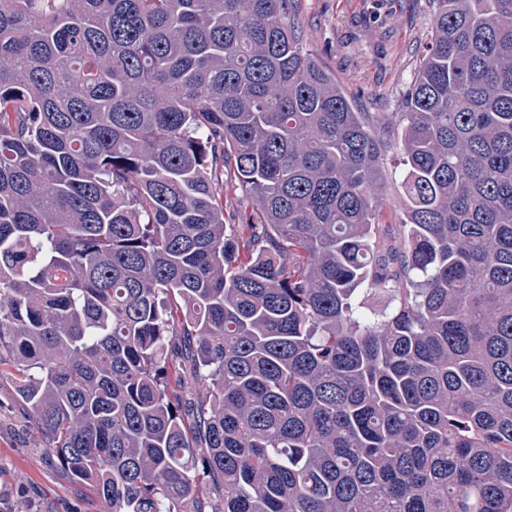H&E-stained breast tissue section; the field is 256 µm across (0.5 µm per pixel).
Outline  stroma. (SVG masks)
<instances>
[{"label":"stroma","instance_id":"35a3bbf8","mask_svg":"<svg viewBox=\"0 0 512 512\" xmlns=\"http://www.w3.org/2000/svg\"><path fill=\"white\" fill-rule=\"evenodd\" d=\"M312 58L331 73L358 112H400L431 37L430 0H293ZM401 155L382 156L386 191L380 223L402 220ZM0 512H104L95 495L71 482L48 457L46 440L0 370Z\"/></svg>","mask_w":512,"mask_h":512}]
</instances>
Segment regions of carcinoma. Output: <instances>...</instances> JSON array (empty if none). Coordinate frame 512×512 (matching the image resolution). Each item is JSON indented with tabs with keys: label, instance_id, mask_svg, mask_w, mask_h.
<instances>
[{
	"label": "carcinoma",
	"instance_id": "carcinoma-1",
	"mask_svg": "<svg viewBox=\"0 0 512 512\" xmlns=\"http://www.w3.org/2000/svg\"><path fill=\"white\" fill-rule=\"evenodd\" d=\"M432 2L368 116L289 0H0V367L104 512H512V0ZM401 155L396 149L386 151L382 156L386 191L383 196L382 210L379 216L381 224H390V233L397 236L398 224L402 220L400 206V182L403 178V166L400 165ZM235 215V221L227 218V224H246L249 214L253 208L249 197L239 187L227 188L224 191V211Z\"/></svg>",
	"mask_w": 512,
	"mask_h": 512
}]
</instances>
